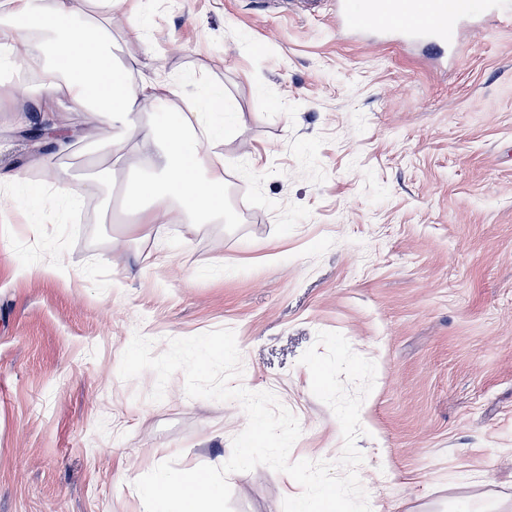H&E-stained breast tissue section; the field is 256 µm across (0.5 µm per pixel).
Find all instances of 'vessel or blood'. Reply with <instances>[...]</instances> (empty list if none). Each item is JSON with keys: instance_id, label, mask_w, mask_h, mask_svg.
Segmentation results:
<instances>
[{"instance_id": "1", "label": "vessel or blood", "mask_w": 512, "mask_h": 512, "mask_svg": "<svg viewBox=\"0 0 512 512\" xmlns=\"http://www.w3.org/2000/svg\"><path fill=\"white\" fill-rule=\"evenodd\" d=\"M473 18L512 21V0H336V23L353 31L397 32L453 47L449 31Z\"/></svg>"}]
</instances>
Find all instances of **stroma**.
Returning <instances> with one entry per match:
<instances>
[{
	"mask_svg": "<svg viewBox=\"0 0 512 512\" xmlns=\"http://www.w3.org/2000/svg\"><path fill=\"white\" fill-rule=\"evenodd\" d=\"M138 77L222 94L223 224L145 237L104 195L74 219L46 173L81 155L35 149L28 83L0 72V512H142L135 481L166 460L221 466L239 402L192 399L176 372L125 381L134 334L232 329L248 390L299 420L296 462L338 461L341 427L302 354L341 333L375 362L360 408V482L380 512H512V23L469 20L442 58L338 29L334 0H129ZM133 262L140 276L126 278ZM54 264L52 273L40 266ZM232 512H282L300 486L230 474Z\"/></svg>",
	"mask_w": 512,
	"mask_h": 512,
	"instance_id": "stroma-1",
	"label": "stroma"
}]
</instances>
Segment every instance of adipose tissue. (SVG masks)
I'll return each mask as SVG.
<instances>
[{
  "label": "adipose tissue",
  "mask_w": 512,
  "mask_h": 512,
  "mask_svg": "<svg viewBox=\"0 0 512 512\" xmlns=\"http://www.w3.org/2000/svg\"><path fill=\"white\" fill-rule=\"evenodd\" d=\"M126 2L7 0L0 11V49L12 67L37 71L47 111L83 113L90 126L112 134L98 147L107 158L100 173L78 184L66 171H52L50 199L79 202L111 190L117 170L142 165L146 177L124 188L122 197V210L138 230L150 234L176 218L223 223L224 156L215 150L209 122L218 99L189 98L175 120L162 118L158 106L175 85L162 78L132 82L128 66L113 60V27H124L129 40L142 38Z\"/></svg>",
  "instance_id": "adipose-tissue-1"
}]
</instances>
